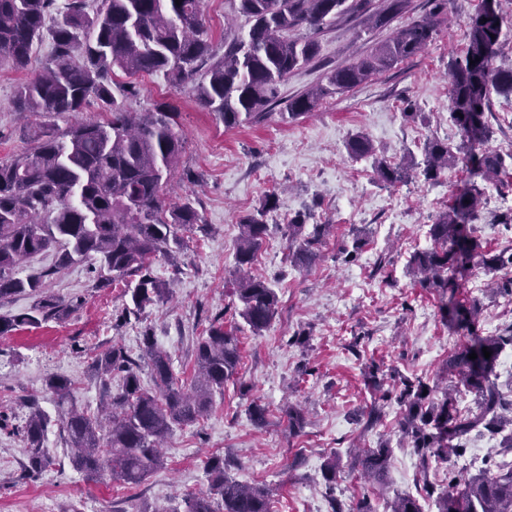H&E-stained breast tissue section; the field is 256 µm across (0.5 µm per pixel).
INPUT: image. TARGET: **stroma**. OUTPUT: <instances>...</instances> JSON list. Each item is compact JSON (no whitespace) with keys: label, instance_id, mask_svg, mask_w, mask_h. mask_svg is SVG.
<instances>
[{"label":"stroma","instance_id":"obj_1","mask_svg":"<svg viewBox=\"0 0 512 512\" xmlns=\"http://www.w3.org/2000/svg\"><path fill=\"white\" fill-rule=\"evenodd\" d=\"M477 4L448 0L423 52L350 91L325 97L293 120L273 113L262 122L228 129L188 90L171 88L163 75L138 78L139 92L126 106L132 112L162 103L175 109L185 146L167 198L172 204L193 200L200 222L185 232L178 265L161 258L152 265L153 276L170 290L168 300L134 310L125 282L95 287L96 262L87 259L47 283V294L72 304L66 318L0 336V512H179L187 495L207 490L204 462L211 456L223 457L226 473L238 481L267 486L276 512H332L335 500L345 512H354L364 500L383 512L387 501L416 493L423 483L443 485L446 468L467 478L478 473L483 458L512 462V453L478 432L464 456L444 464L422 461L400 438L396 400H381L365 379L374 363L387 389L398 374L442 381L449 352L464 341L442 317L447 296L421 287L406 265L413 251L429 247V224L453 194L470 187L472 177L454 167L435 183L412 178L389 187L379 182L373 160L419 161L427 139L457 140L448 114V63L466 48V20ZM202 7L216 50H223L225 35L249 29L230 0H203ZM432 11L431 0H409L384 28L362 15L327 22L318 35L320 55L289 74L280 86L281 99L311 89L328 70L365 57ZM31 76L0 64V161L29 146L32 118L14 110L13 97ZM410 110L415 118H407ZM488 122L490 148L512 154V98L492 96ZM358 133L373 142L375 157L349 156L347 143ZM271 192L278 195L276 210L267 216L273 230L252 272L275 289L279 313L263 335L242 330L238 382L215 396L206 418L172 432L164 467L140 486L73 471L46 378L70 379L77 405L97 412L104 389L93 359L115 344L139 354L147 329L170 354L176 376L192 377L197 338L210 319L237 315L230 290L240 221ZM308 209L314 222L330 230L316 263L299 270L288 260V241L279 226ZM505 209L497 190L487 188L473 226L485 245L512 247V228L495 220ZM358 236L366 241L358 260L338 261L340 249ZM502 278L477 266L462 278L459 299L477 301L478 327L486 333L512 329V297L495 289ZM31 397L51 419L45 446L54 462L37 478L25 479L27 448L20 430ZM256 404L268 409L261 425L251 417ZM291 406L306 415L305 427L295 435L285 416ZM374 409L380 418L372 423L368 414ZM382 441L392 456L380 485L361 479L352 467V451ZM332 454L339 456L341 471L331 486L322 471Z\"/></svg>","mask_w":512,"mask_h":512}]
</instances>
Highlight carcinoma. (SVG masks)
<instances>
[{"mask_svg": "<svg viewBox=\"0 0 512 512\" xmlns=\"http://www.w3.org/2000/svg\"><path fill=\"white\" fill-rule=\"evenodd\" d=\"M0 0V60L26 70L36 57L44 36L51 39L43 70L17 86L13 106L17 112L41 116L46 112H80L91 100L99 104L103 118L76 122L65 129L38 122L29 131L30 148L0 162V305L27 294L40 297L29 311L0 317V336L40 320L63 318L70 306L43 295L56 269L93 257L99 261L95 287L136 277L131 294L135 306L160 302L166 288L151 276L154 260L175 264L184 248L182 231L198 223L191 199L171 206L166 188L184 150L176 130L174 109L162 103L150 112H131L124 102L136 94L132 79L163 74L175 88H186L207 111L234 128L260 122L281 104L279 85L295 69L319 55L314 35L326 19L364 13L368 0H232L239 14L251 23L246 35L224 40L217 55L201 9L202 0ZM407 0H387L371 15L373 25L383 27L402 12ZM503 0H482L468 18V46L452 66L449 118L460 140L429 139L424 145L427 182L444 170L461 166L487 182L504 183L509 175L505 159L474 144L489 140L486 107L492 92L512 96V68L497 69L493 61L503 41ZM310 35H297L302 29ZM436 24L431 17L414 21L374 52L356 62L329 70L326 83L288 99V118L312 111L326 96L349 91L374 75L424 51ZM479 59L473 64L471 60ZM121 72L130 81L114 80ZM354 159L375 154L365 135L347 144ZM378 180L393 186L409 176L408 167L384 158L375 165ZM482 189L472 184L456 194L448 209L429 225L431 246L413 253L409 273L423 275L424 288L456 292L457 274L472 260L485 270L512 268V248L496 252L466 232L462 221L478 219ZM277 197L265 196L254 213L241 222L235 270L253 264L269 235L267 214ZM311 211L288 220V258L307 267L319 258V245L329 225L314 224L306 231ZM54 250L56 267L22 275L34 256ZM233 293L240 303L239 316L251 333L260 336L278 313L276 291L261 278L235 280ZM478 305L454 304L444 317L466 332L469 343L448 355L446 375L475 396V408L461 410L453 393L421 377H400L396 401L401 406L400 430L410 447L422 456L448 461L460 454L469 435L480 428L502 435L501 448L512 450V399L492 379L503 350L512 346L507 334L482 335L477 326ZM240 327L224 325L215 316L198 338L194 374L189 384L179 381L170 355L159 349L154 336H142V354L130 356L114 344L99 355L94 366L105 379L122 374L114 393H105L111 407L109 426L99 415L76 406L72 383L60 376L47 378L46 390L62 405L59 422L72 453L71 467L88 477L107 478L128 487L141 484L165 464L164 443L176 426L203 418L213 397L237 379L242 360ZM491 352L485 358L482 349ZM476 353L471 360L468 355ZM150 368L154 390L141 386V364ZM32 408L22 429L29 448L27 478L53 463L44 438L50 418L29 401ZM385 443L358 449V464L365 478L379 482L390 461ZM204 471L207 491L184 499V512H272L270 491L264 485H245L224 472V459L209 458ZM420 491L435 497L438 512H512V466H488L460 480L448 470V483L439 493L429 484ZM385 512H423L412 494L396 498Z\"/></svg>", "mask_w": 512, "mask_h": 512, "instance_id": "1", "label": "carcinoma"}]
</instances>
